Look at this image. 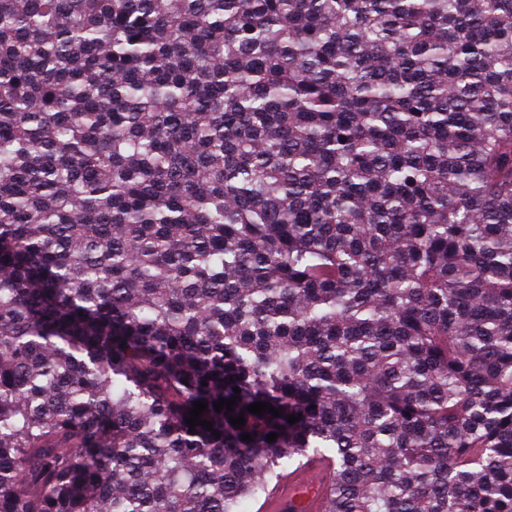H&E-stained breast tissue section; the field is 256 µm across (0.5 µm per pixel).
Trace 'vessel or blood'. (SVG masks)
Returning a JSON list of instances; mask_svg holds the SVG:
<instances>
[{
	"label": "vessel or blood",
	"instance_id": "b4317fda",
	"mask_svg": "<svg viewBox=\"0 0 512 512\" xmlns=\"http://www.w3.org/2000/svg\"><path fill=\"white\" fill-rule=\"evenodd\" d=\"M332 472L322 457H307L294 471L280 475L267 490L258 512H325Z\"/></svg>",
	"mask_w": 512,
	"mask_h": 512
}]
</instances>
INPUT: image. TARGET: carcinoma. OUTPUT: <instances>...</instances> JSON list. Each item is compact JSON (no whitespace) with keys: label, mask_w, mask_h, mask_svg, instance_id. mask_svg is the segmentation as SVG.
I'll return each mask as SVG.
<instances>
[{"label":"carcinoma","mask_w":512,"mask_h":512,"mask_svg":"<svg viewBox=\"0 0 512 512\" xmlns=\"http://www.w3.org/2000/svg\"><path fill=\"white\" fill-rule=\"evenodd\" d=\"M311 453L326 512H512V0H0V512Z\"/></svg>","instance_id":"obj_1"}]
</instances>
